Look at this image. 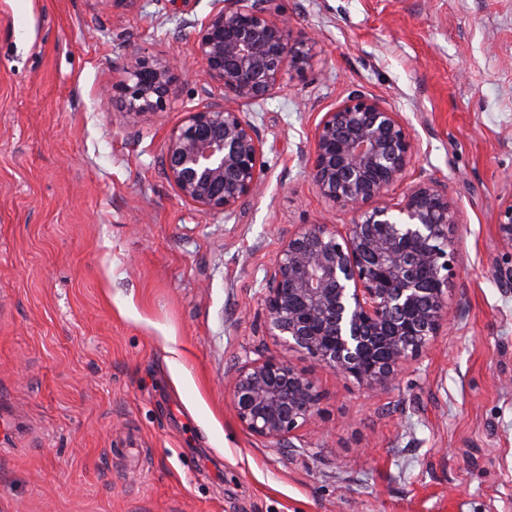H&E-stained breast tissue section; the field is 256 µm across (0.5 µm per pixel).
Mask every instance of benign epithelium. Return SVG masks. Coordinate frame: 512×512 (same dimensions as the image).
Instances as JSON below:
<instances>
[{
	"instance_id": "benign-epithelium-1",
	"label": "benign epithelium",
	"mask_w": 512,
	"mask_h": 512,
	"mask_svg": "<svg viewBox=\"0 0 512 512\" xmlns=\"http://www.w3.org/2000/svg\"><path fill=\"white\" fill-rule=\"evenodd\" d=\"M195 33L201 94L224 101L188 111L163 145L164 170L180 196L231 214L261 179L262 142L240 105L274 93L314 55L316 38L296 35L267 0H217ZM112 85L125 112L166 108L179 62L133 55ZM414 142L398 113L361 92L326 112L314 133L308 173L327 202L356 215L342 228L304 224L288 234L264 281L265 329L371 393L391 390L400 367L448 322L451 229L460 210L445 185L406 183ZM500 243L512 248V201L501 210ZM240 425L283 445L315 420L319 393L281 357L246 361L230 376Z\"/></svg>"
}]
</instances>
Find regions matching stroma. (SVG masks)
<instances>
[{"instance_id":"stroma-1","label":"stroma","mask_w":512,"mask_h":512,"mask_svg":"<svg viewBox=\"0 0 512 512\" xmlns=\"http://www.w3.org/2000/svg\"><path fill=\"white\" fill-rule=\"evenodd\" d=\"M216 0H0V512H512V0H268L315 59L244 105L261 181L231 215L185 201L162 146L201 103ZM181 60L150 118L101 97L114 59ZM398 112L409 182L460 209L449 324L372 394L264 328L283 237L350 224L307 168L352 92ZM285 354L320 395L292 448L237 421L228 379Z\"/></svg>"}]
</instances>
